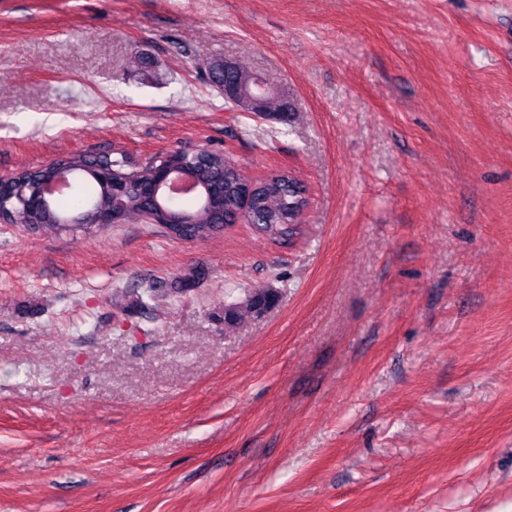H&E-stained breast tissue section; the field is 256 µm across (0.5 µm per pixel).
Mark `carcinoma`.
<instances>
[{
    "label": "carcinoma",
    "instance_id": "carcinoma-1",
    "mask_svg": "<svg viewBox=\"0 0 512 512\" xmlns=\"http://www.w3.org/2000/svg\"><path fill=\"white\" fill-rule=\"evenodd\" d=\"M210 83L225 91L230 100L238 88L252 82L253 73L235 65L229 67L222 63L211 64L207 70ZM263 111L269 120L288 125L294 119V112L285 111L284 101L277 95H267L263 102ZM225 153L198 148L195 155L185 151H172L165 161L153 159L137 170H129L122 159H113L108 154L94 152H75L65 154L53 161L50 166L36 170L22 169L14 173L11 192L0 199V206L14 208L20 201L29 197L39 183L52 175L59 166L68 169L70 182L76 186V194L67 189L51 197L40 207L28 211L26 225L36 231L53 233L56 231L80 230L92 234L99 230L94 223L95 215L112 208V179L126 181L123 218L139 214L155 226L166 225L177 216L185 221L183 228L175 227L176 234L196 241H206L219 234V215L217 209L201 204L194 209L181 207V199L171 201L159 210L144 188L151 183L161 164H186L192 176L218 190L223 191L220 207L224 209V221L232 223L237 219L241 205L236 202L237 192L246 181L237 167L224 165ZM300 182L288 174H283L262 191L255 207L247 211L242 221L247 224H259L264 231L279 232V225L269 220L282 215L292 214L305 204L296 188ZM279 294L272 288H262L251 293V297L242 301L224 305V332L236 329L247 318L259 314L262 310L275 305Z\"/></svg>",
    "mask_w": 512,
    "mask_h": 512
}]
</instances>
